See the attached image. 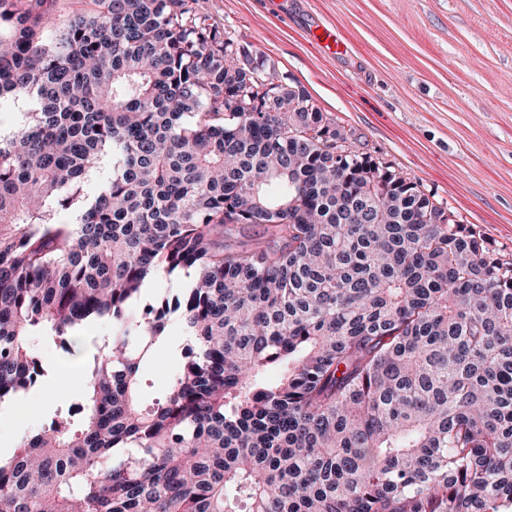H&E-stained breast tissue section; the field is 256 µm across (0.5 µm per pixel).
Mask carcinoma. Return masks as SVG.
Here are the masks:
<instances>
[{
    "mask_svg": "<svg viewBox=\"0 0 512 512\" xmlns=\"http://www.w3.org/2000/svg\"><path fill=\"white\" fill-rule=\"evenodd\" d=\"M5 96L0 404L50 375L35 331L109 316L117 347L0 460V512H512V258L197 0H0ZM21 108H26L24 102H19L15 107L11 99H6L2 103L0 109V134L2 136H7L17 130L22 118L21 112L18 111ZM193 277V272L190 276L186 272H176L170 276L161 275L147 283L145 286L144 293L142 295V301L149 300L155 296L169 293L172 288H178L184 283L189 282ZM167 330L170 342L157 347L141 369L145 405L165 396L181 367L182 358L177 345L185 340L184 331L175 319L170 322Z\"/></svg>",
    "mask_w": 512,
    "mask_h": 512,
    "instance_id": "cac0c4a2",
    "label": "carcinoma"
}]
</instances>
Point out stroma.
<instances>
[{
	"label": "stroma",
	"instance_id": "stroma-1",
	"mask_svg": "<svg viewBox=\"0 0 512 512\" xmlns=\"http://www.w3.org/2000/svg\"><path fill=\"white\" fill-rule=\"evenodd\" d=\"M276 80L304 89L368 152L416 180L461 223L512 257V0H198ZM345 54L324 52L315 26ZM141 369L143 402L165 396L184 331ZM43 417L0 405V455L13 454L72 399L49 378L27 393Z\"/></svg>",
	"mask_w": 512,
	"mask_h": 512
}]
</instances>
